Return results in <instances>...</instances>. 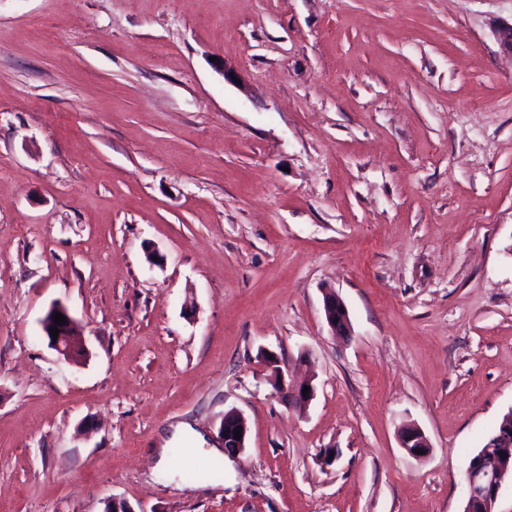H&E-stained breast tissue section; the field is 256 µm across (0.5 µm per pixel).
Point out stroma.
I'll return each mask as SVG.
<instances>
[{
	"label": "stroma",
	"instance_id": "stroma-1",
	"mask_svg": "<svg viewBox=\"0 0 512 512\" xmlns=\"http://www.w3.org/2000/svg\"><path fill=\"white\" fill-rule=\"evenodd\" d=\"M511 28L512 0H0V512H462L512 412ZM323 312L327 325L334 336H349L350 321L344 302L332 291L323 297ZM338 319V322H335ZM55 312H60L66 317V324L58 325L54 323ZM75 320L70 314L67 307L62 304L53 303L50 305L44 316L40 320L41 329L44 336L47 337L50 346L69 363L81 362V356H85L84 352L75 346L73 339V329ZM56 327L59 330L56 341H53L50 329ZM261 357L264 362L271 368L274 376V383L281 390L282 394L288 402L306 405L314 396L315 388L311 383H303L300 386H288L285 381L283 370L278 365L277 356H275L271 351H263L261 353ZM304 386L310 387L308 396H305L303 389ZM241 426V439H234V431ZM248 426L244 416L236 411L230 410L224 413V418L219 427V437L224 444V455L233 459L239 457L246 448ZM400 446L409 455L417 458L429 454L431 446L423 431L415 424H406L399 429ZM414 450L424 451V454H416Z\"/></svg>",
	"mask_w": 512,
	"mask_h": 512
}]
</instances>
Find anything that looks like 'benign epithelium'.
I'll list each match as a JSON object with an SVG mask.
<instances>
[{"instance_id": "1", "label": "benign epithelium", "mask_w": 512, "mask_h": 512, "mask_svg": "<svg viewBox=\"0 0 512 512\" xmlns=\"http://www.w3.org/2000/svg\"><path fill=\"white\" fill-rule=\"evenodd\" d=\"M66 317V323L56 325L55 313ZM323 312L327 325L335 336H347L350 332L348 310L344 302L332 291H327L323 297ZM75 320L67 307L62 304L50 305L40 320L41 329L47 337L50 346L69 363L81 362L84 352L75 346L73 329ZM57 327L58 337L51 336L50 329ZM261 357L271 368L274 383L281 390L288 402L305 405L314 396L315 388L304 393V386H290L286 384L283 370L278 365L277 356L270 351H263ZM242 428L241 439H234V431ZM248 436V426L244 416L230 410L224 413L219 427V437L224 444V455L233 459L240 456L245 448ZM400 446L409 455L416 456L422 451L429 454L431 446L423 431L414 424H406L399 429ZM512 477V414L502 420L497 433L491 437L487 444L477 453L471 455L464 468L466 498L462 512H473V504L481 505L480 512H495V505L507 477Z\"/></svg>"}]
</instances>
